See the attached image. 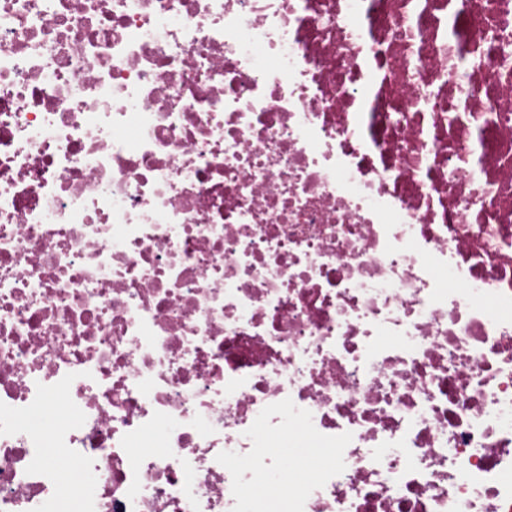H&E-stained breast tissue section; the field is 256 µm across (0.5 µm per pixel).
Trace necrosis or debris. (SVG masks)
Segmentation results:
<instances>
[{"label": "necrosis or debris", "instance_id": "4bbe7bcc", "mask_svg": "<svg viewBox=\"0 0 512 512\" xmlns=\"http://www.w3.org/2000/svg\"><path fill=\"white\" fill-rule=\"evenodd\" d=\"M273 503L512 512V0H0V512Z\"/></svg>", "mask_w": 512, "mask_h": 512}]
</instances>
